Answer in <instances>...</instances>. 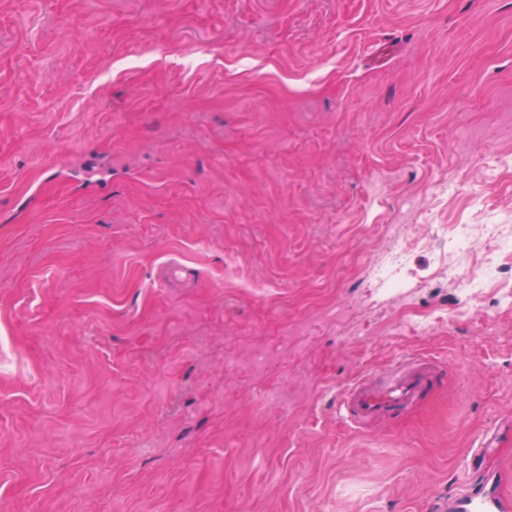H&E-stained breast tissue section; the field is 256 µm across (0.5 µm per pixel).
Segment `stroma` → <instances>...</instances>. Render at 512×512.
<instances>
[{
    "label": "stroma",
    "mask_w": 512,
    "mask_h": 512,
    "mask_svg": "<svg viewBox=\"0 0 512 512\" xmlns=\"http://www.w3.org/2000/svg\"><path fill=\"white\" fill-rule=\"evenodd\" d=\"M451 174L438 223L512 214V0H0V512L512 494V309L463 315L423 244L363 284ZM408 352L439 390L347 428ZM406 225L386 226L383 244L369 267V288H373L371 295L397 294L407 288L410 277L407 263L410 240L405 231Z\"/></svg>",
    "instance_id": "obj_1"
}]
</instances>
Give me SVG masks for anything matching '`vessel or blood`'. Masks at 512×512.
Masks as SVG:
<instances>
[{"mask_svg":"<svg viewBox=\"0 0 512 512\" xmlns=\"http://www.w3.org/2000/svg\"><path fill=\"white\" fill-rule=\"evenodd\" d=\"M441 375L438 362L427 355L406 354L382 372L367 373L348 383L340 393L338 412L356 430L395 416L428 399ZM448 512H512V499L495 484L483 480L448 503Z\"/></svg>","mask_w":512,"mask_h":512,"instance_id":"b4317fda","label":"vessel or blood"}]
</instances>
